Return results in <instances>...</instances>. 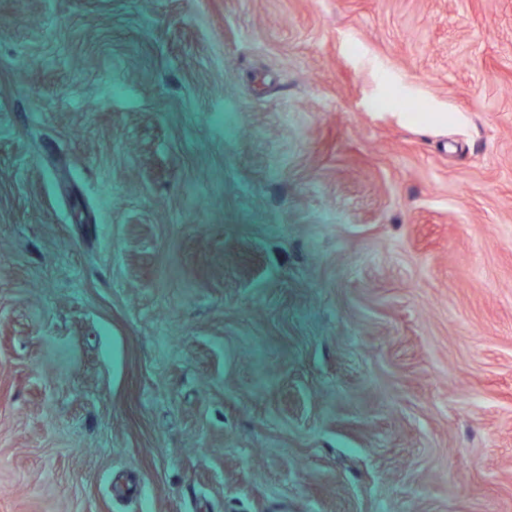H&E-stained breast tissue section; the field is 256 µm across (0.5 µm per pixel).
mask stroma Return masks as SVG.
Masks as SVG:
<instances>
[{
  "instance_id": "stroma-1",
  "label": "stroma",
  "mask_w": 512,
  "mask_h": 512,
  "mask_svg": "<svg viewBox=\"0 0 512 512\" xmlns=\"http://www.w3.org/2000/svg\"><path fill=\"white\" fill-rule=\"evenodd\" d=\"M0 512H512V0H0Z\"/></svg>"
}]
</instances>
